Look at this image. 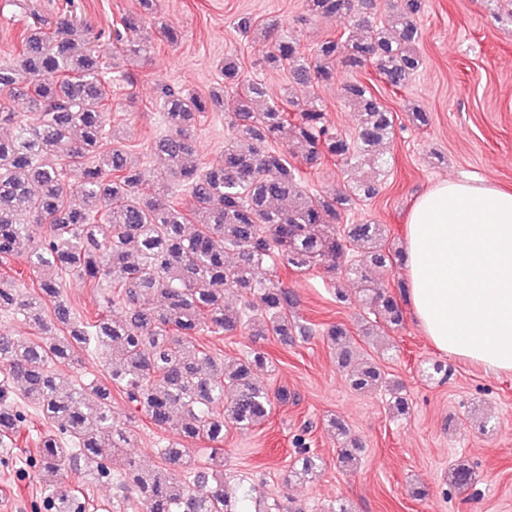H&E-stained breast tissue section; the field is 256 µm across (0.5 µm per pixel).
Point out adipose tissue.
I'll list each match as a JSON object with an SVG mask.
<instances>
[{
	"instance_id": "adipose-tissue-1",
	"label": "adipose tissue",
	"mask_w": 512,
	"mask_h": 512,
	"mask_svg": "<svg viewBox=\"0 0 512 512\" xmlns=\"http://www.w3.org/2000/svg\"><path fill=\"white\" fill-rule=\"evenodd\" d=\"M406 298L441 353L512 373V191L443 180L406 224Z\"/></svg>"
}]
</instances>
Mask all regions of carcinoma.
I'll use <instances>...</instances> for the list:
<instances>
[{"label":"carcinoma","instance_id":"obj_1","mask_svg":"<svg viewBox=\"0 0 512 512\" xmlns=\"http://www.w3.org/2000/svg\"><path fill=\"white\" fill-rule=\"evenodd\" d=\"M152 3L139 0L143 12L124 14L112 29L96 33L64 17L52 25L31 12L18 60L0 63V121L15 125L11 137L0 139V258L26 245L24 262L37 284L22 292L0 279V310L37 329L32 338L0 331V448L13 447L25 421L15 397L37 405L49 423L38 436L45 512H84L69 487V469L80 460L85 477L112 478L118 497L136 499L142 512H243L238 503L256 499L251 483L238 497L229 493L224 449H210L200 470L187 444L222 443L226 431H249L266 422L274 402L290 398L288 390L273 393L255 380V371L268 364L266 353L253 350L226 364L199 342L235 332L284 343L309 334L288 317V291L266 276L267 268L342 269L362 284V320H374L363 335L404 324L405 282L372 278L401 265L402 250L386 245L383 225L343 220L378 194L392 162L385 148L395 135L393 112L357 73L371 65L392 90L408 86L422 65L417 17L423 0H304L311 18L350 19L346 32L309 51L288 27H263L269 49L262 66L288 72V83L314 87L340 69L348 75L342 98L358 115L355 137L335 127L319 97L300 101L284 87L283 107L259 76L226 55L220 94L161 87L158 107L167 131L151 148L160 166L146 172L129 165L109 112L112 86L137 81L113 59L147 53ZM18 97L29 110L22 119L8 105ZM214 111L224 113L230 134L222 160L201 166L196 124ZM329 161L363 168L364 176L332 193L308 190L299 165L314 169ZM70 167L83 170L77 186L65 179ZM149 178L155 189L144 196ZM173 184L184 187L187 202L171 200ZM63 273L112 288L94 319L73 316L63 298ZM149 296L163 303H144ZM116 303L125 309L120 321L112 318ZM325 336L339 365L350 369V389L387 387L389 411L410 413L403 385L387 379L377 361L354 363L345 325L330 326ZM84 350L112 355L105 380L73 382L54 371L59 361L78 363ZM114 389L159 429L178 419L183 441L161 447L163 465L146 469L122 454L134 430L112 417ZM330 426L345 438L338 466L357 468L360 443L341 420ZM295 446L291 476L315 481L323 458L301 437Z\"/></svg>","mask_w":512,"mask_h":512}]
</instances>
